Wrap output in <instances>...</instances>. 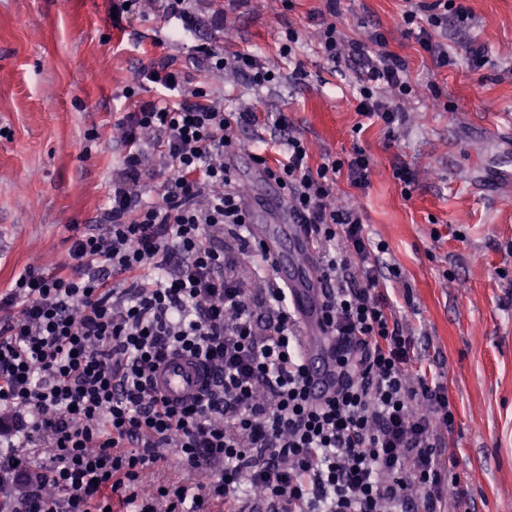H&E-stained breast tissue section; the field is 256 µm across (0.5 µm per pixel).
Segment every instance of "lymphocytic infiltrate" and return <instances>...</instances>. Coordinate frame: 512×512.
I'll use <instances>...</instances> for the list:
<instances>
[{"instance_id":"obj_1","label":"lymphocytic infiltrate","mask_w":512,"mask_h":512,"mask_svg":"<svg viewBox=\"0 0 512 512\" xmlns=\"http://www.w3.org/2000/svg\"><path fill=\"white\" fill-rule=\"evenodd\" d=\"M160 2L183 32L224 29L223 11L202 18L197 0ZM327 12L325 56L354 64L358 112L394 127L402 115L382 92H412L408 62L383 34L344 39L335 0ZM469 14L458 0H422L401 24L444 67L439 34ZM189 65L257 86L272 73L251 53L226 54L217 37L195 44L185 65L169 56L142 69L162 92L117 121L108 206L76 226L64 263L23 268L0 293V490L17 496L19 512H207L214 501L242 512H439L448 395L414 372L411 339L381 291L396 265L375 253L358 213L335 203L338 175L366 187L371 157L357 146L311 166L287 113L227 109L191 86ZM261 123L270 140L253 156L318 253L336 343V389L318 402L288 293L248 232L226 161ZM173 353L212 374L192 403L153 386ZM40 442L49 462L29 453ZM167 453L210 481L138 498L132 486Z\"/></svg>"}]
</instances>
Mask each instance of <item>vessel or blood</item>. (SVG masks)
Here are the masks:
<instances>
[{
	"label": "vessel or blood",
	"instance_id": "obj_1",
	"mask_svg": "<svg viewBox=\"0 0 512 512\" xmlns=\"http://www.w3.org/2000/svg\"><path fill=\"white\" fill-rule=\"evenodd\" d=\"M251 236L290 296L302 328L304 363L310 373V394L324 399L336 387L333 347L323 319L315 249L304 225L291 213L278 224H254ZM208 372L195 360L180 355L167 357L153 377V385L169 401L183 404L200 396Z\"/></svg>",
	"mask_w": 512,
	"mask_h": 512
}]
</instances>
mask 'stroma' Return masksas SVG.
I'll list each match as a JSON object with an SVG mask.
<instances>
[{"label":"stroma","instance_id":"obj_1","mask_svg":"<svg viewBox=\"0 0 512 512\" xmlns=\"http://www.w3.org/2000/svg\"><path fill=\"white\" fill-rule=\"evenodd\" d=\"M472 17L449 25L450 65L435 67L398 21L408 0H336L348 37L382 32L415 84L394 128L361 121L357 82L327 62L314 12L325 0H200L224 12L230 49L277 74L255 87L227 76L209 89L233 109L287 112L311 165L361 146L373 160L358 189L339 177L337 204L353 207L372 241L387 246L400 276L387 294L423 370L443 383L454 414L447 450L465 500L446 512H512V0H462ZM176 22L152 9L112 17V0H0V290L26 265L67 257L72 227L109 203L120 162L115 122L139 70L187 57L196 36L171 40ZM299 33L294 58L280 47ZM486 62L464 65L470 47ZM262 128L242 134L233 157L244 196L267 199L251 153ZM407 167L404 190L394 171Z\"/></svg>","mask_w":512,"mask_h":512}]
</instances>
